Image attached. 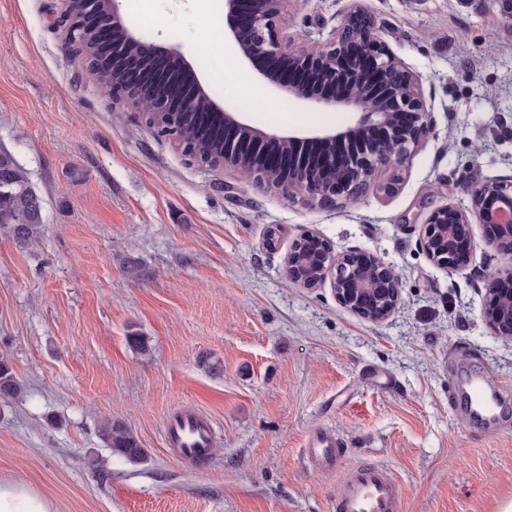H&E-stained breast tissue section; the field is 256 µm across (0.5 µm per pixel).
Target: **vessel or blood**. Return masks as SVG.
I'll return each mask as SVG.
<instances>
[{
  "label": "vessel or blood",
  "mask_w": 512,
  "mask_h": 512,
  "mask_svg": "<svg viewBox=\"0 0 512 512\" xmlns=\"http://www.w3.org/2000/svg\"><path fill=\"white\" fill-rule=\"evenodd\" d=\"M470 404L482 419L493 418L497 402L489 398L479 378H471ZM169 448L183 462L194 465L206 460L214 442L212 423L196 412H177L165 426ZM342 444L333 433L316 435L309 443L308 456L319 469L332 468ZM335 512H400L398 486L392 472L366 463L355 468L342 483L336 497Z\"/></svg>",
  "instance_id": "1"
}]
</instances>
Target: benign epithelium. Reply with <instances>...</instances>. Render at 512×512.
Wrapping results in <instances>:
<instances>
[{
  "mask_svg": "<svg viewBox=\"0 0 512 512\" xmlns=\"http://www.w3.org/2000/svg\"><path fill=\"white\" fill-rule=\"evenodd\" d=\"M118 0H108L112 26L97 17L99 0H66L61 23L69 44L82 53V64L95 73L110 67L117 70L112 97L143 112L161 134L177 138L186 113L194 111L191 96L172 98L167 93L143 108L139 96L141 81L132 78L131 66L144 72L160 71L174 63H187L176 51L155 52L124 25ZM294 0H224V37L234 41L240 58L258 67V74L285 96L299 101H315L353 114L343 130L299 136L263 131L224 112V159L215 161L193 143L178 142L182 151L202 167H233L258 184L269 183V174H279L276 185L297 189L322 206L358 195L383 169L409 160L429 133L427 112L418 79L391 53L376 35L377 22L360 4L343 26L325 44L296 46L283 32ZM98 33V48L90 55L79 48L88 28ZM360 61L374 77L392 74L389 97L372 101L358 94L354 83L372 84L364 75L351 80L346 89L315 92L287 78V72L302 69L316 76L318 83L336 86V76L352 72ZM261 154V165L242 161L251 152ZM469 205H445L426 221L421 247L434 263L447 268H464L473 257L471 227L481 225L489 241L504 257L512 256V182L496 178L476 182L468 190ZM305 247L316 246L320 253L305 266L295 248L287 259L288 278L304 288H316L332 280L339 304L347 311L371 321L386 319L397 307L401 286L392 269L375 256L356 252L337 255L320 236L305 233L297 239ZM512 282V270L487 279V304L483 318L498 336L512 338V308L498 307L502 294H512L505 284Z\"/></svg>",
  "mask_w": 512,
  "mask_h": 512,
  "instance_id": "7a95c632",
  "label": "benign epithelium"
}]
</instances>
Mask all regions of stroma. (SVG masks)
<instances>
[{"label":"stroma","mask_w":512,"mask_h":512,"mask_svg":"<svg viewBox=\"0 0 512 512\" xmlns=\"http://www.w3.org/2000/svg\"><path fill=\"white\" fill-rule=\"evenodd\" d=\"M356 1L419 78L431 130L398 172L328 209L189 162L69 53L63 0H0V149L26 171L44 217L29 246L0 230V358L22 384L0 399L1 480L24 481L52 512H333L346 475L373 462L396 476L402 512L512 501V340L482 319L487 277L512 261L478 225L466 268L437 266L420 245L430 214L469 185L512 180V17L503 0H295L287 32L325 41ZM119 12L245 123L307 136L352 120L289 99L229 42L236 69L216 81L198 33L223 26L222 8L130 0ZM242 73L281 119L242 108ZM307 231L389 265L402 286L395 313L371 322L331 284L290 281L288 252ZM133 332L148 354L129 347ZM470 368L505 399L500 424L467 416L456 382ZM177 409L213 423L203 466L166 445ZM108 418L139 437L144 462L106 447ZM323 429L343 441L328 471L304 455Z\"/></svg>","instance_id":"35a3bbf8"}]
</instances>
